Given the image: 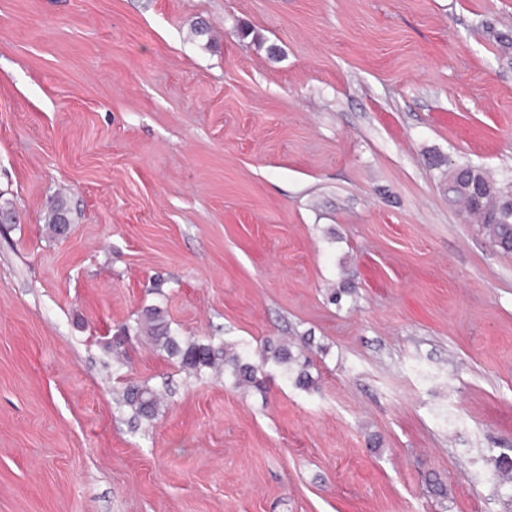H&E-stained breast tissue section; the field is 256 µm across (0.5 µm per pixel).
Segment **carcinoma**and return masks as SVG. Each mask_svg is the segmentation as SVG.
Wrapping results in <instances>:
<instances>
[{
	"instance_id": "carcinoma-1",
	"label": "carcinoma",
	"mask_w": 512,
	"mask_h": 512,
	"mask_svg": "<svg viewBox=\"0 0 512 512\" xmlns=\"http://www.w3.org/2000/svg\"><path fill=\"white\" fill-rule=\"evenodd\" d=\"M478 179L488 188L487 197L481 208L471 214L479 229L504 254H512V207L507 204V188L499 185L487 172H475ZM71 211L62 196L53 199L47 213V224L55 234H61L70 223ZM137 329L151 338L169 358L192 376L201 377L208 371L220 367L230 373L237 388L266 387L268 368L277 369L283 376L291 378L294 384L304 390L315 388V380L308 368L310 362L302 359L301 353L293 351L294 344L286 339H268L258 354L254 355L236 344L212 339L181 338L171 334L170 328L157 308L145 310L137 322ZM124 403L132 412V422L152 420L158 414L160 393L145 385L131 383L125 387ZM495 475L505 484L512 485V454L500 453L495 459Z\"/></svg>"
}]
</instances>
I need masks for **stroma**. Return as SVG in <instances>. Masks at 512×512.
<instances>
[{
	"label": "stroma",
	"mask_w": 512,
	"mask_h": 512,
	"mask_svg": "<svg viewBox=\"0 0 512 512\" xmlns=\"http://www.w3.org/2000/svg\"><path fill=\"white\" fill-rule=\"evenodd\" d=\"M465 164L512 183V0H0V512H512V254ZM155 305L315 388L114 355ZM70 214L71 211L67 200L63 196L55 197L47 213V224L49 229L54 234H61V232H63V228L66 226L64 224H70ZM124 403L132 412V423L152 420L158 414L160 393L145 384L131 383L125 387Z\"/></svg>",
	"instance_id": "35a3bbf8"
}]
</instances>
